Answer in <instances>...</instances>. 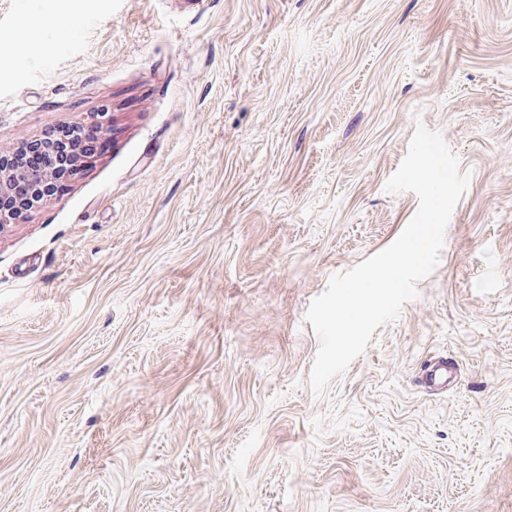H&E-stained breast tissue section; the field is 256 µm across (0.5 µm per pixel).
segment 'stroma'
Returning <instances> with one entry per match:
<instances>
[{"mask_svg": "<svg viewBox=\"0 0 512 512\" xmlns=\"http://www.w3.org/2000/svg\"><path fill=\"white\" fill-rule=\"evenodd\" d=\"M18 49L0 149L109 148L0 227V512H512V0H0ZM420 125L469 176L439 264L315 395ZM456 377L454 365L448 366V359L430 357L418 377V384L427 392H446Z\"/></svg>", "mask_w": 512, "mask_h": 512, "instance_id": "obj_1", "label": "stroma"}]
</instances>
